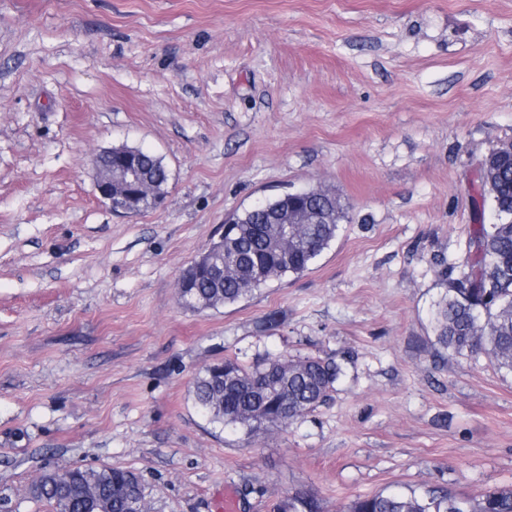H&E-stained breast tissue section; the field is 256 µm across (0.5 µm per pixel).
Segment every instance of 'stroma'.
<instances>
[{
    "mask_svg": "<svg viewBox=\"0 0 512 512\" xmlns=\"http://www.w3.org/2000/svg\"><path fill=\"white\" fill-rule=\"evenodd\" d=\"M510 139L512 0H0V504L53 512L44 471L101 465L152 512L512 490V372L444 355L432 322L433 258L458 261ZM122 144L162 158L160 207L99 199L90 155ZM317 185L348 218L309 270L178 303L229 215ZM280 354L349 361L249 442L194 406L206 366Z\"/></svg>",
    "mask_w": 512,
    "mask_h": 512,
    "instance_id": "35a3bbf8",
    "label": "stroma"
}]
</instances>
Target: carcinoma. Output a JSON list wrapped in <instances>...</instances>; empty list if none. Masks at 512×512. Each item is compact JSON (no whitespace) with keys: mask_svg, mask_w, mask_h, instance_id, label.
<instances>
[{"mask_svg":"<svg viewBox=\"0 0 512 512\" xmlns=\"http://www.w3.org/2000/svg\"><path fill=\"white\" fill-rule=\"evenodd\" d=\"M142 180L166 190L167 167L150 151L138 149ZM480 198H490L497 220L475 224L461 264L434 257L447 288L434 318L436 344L460 357L490 356L512 371V141L506 140L479 162ZM299 206L317 217L315 224H297L296 215L276 198L260 208L246 207L224 223V239L209 245L201 261H192L180 279L186 286L179 303L194 310L216 309L253 297L269 282L301 275L335 239L347 218L340 199L325 189L302 199ZM291 223L289 246H283V223ZM346 357H270L245 365L237 358L207 366L191 386L195 406L208 422L251 439L285 430L315 411L330 397L344 373ZM95 483L110 512H136L147 497L139 475L118 466H75L49 471L34 498L54 512H79L82 489ZM274 512H321L318 499L297 491L280 501ZM351 512H512V491L489 490L477 496L451 491L389 492L354 501Z\"/></svg>","mask_w":512,"mask_h":512,"instance_id":"1","label":"carcinoma"}]
</instances>
